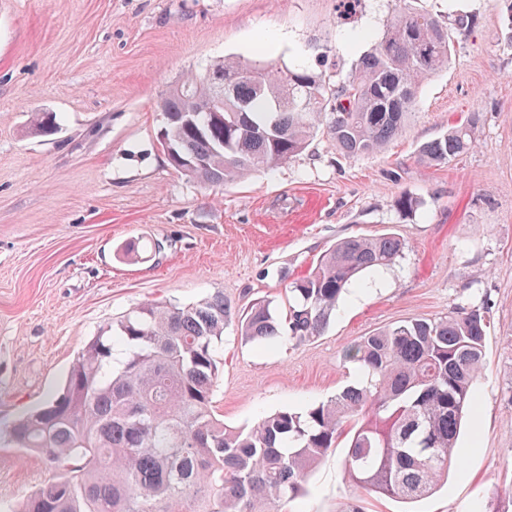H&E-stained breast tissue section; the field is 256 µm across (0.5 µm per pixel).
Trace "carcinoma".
Masks as SVG:
<instances>
[{
	"label": "carcinoma",
	"instance_id": "cac0c4a2",
	"mask_svg": "<svg viewBox=\"0 0 512 512\" xmlns=\"http://www.w3.org/2000/svg\"><path fill=\"white\" fill-rule=\"evenodd\" d=\"M452 49L448 24L403 0L342 81L234 58L187 74L184 90L160 104L161 140L191 160L172 166L207 186L285 164L321 129L347 154H375L402 130L422 81ZM477 120L425 144L420 161L440 164L469 151ZM55 129L52 115L30 114V133ZM403 250L391 235L336 243L291 283L283 323L265 299L237 312L221 293L131 311L118 333L89 342L61 393L14 425L19 447L63 470L19 512H281L341 437L355 487L407 502L432 493L448 476L462 419L479 404L485 310L412 319L364 337L346 351L356 384L304 412L229 429L212 411L214 347L231 319L248 341L314 338L348 288Z\"/></svg>",
	"mask_w": 512,
	"mask_h": 512
}]
</instances>
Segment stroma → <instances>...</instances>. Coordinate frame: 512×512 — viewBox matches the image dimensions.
Masks as SVG:
<instances>
[{
    "instance_id": "1",
    "label": "stroma",
    "mask_w": 512,
    "mask_h": 512,
    "mask_svg": "<svg viewBox=\"0 0 512 512\" xmlns=\"http://www.w3.org/2000/svg\"><path fill=\"white\" fill-rule=\"evenodd\" d=\"M420 5L474 26L382 152L347 154L320 133L274 171L203 186L159 144L172 86L227 57L345 78L399 0H0V512L56 474L12 442L13 422L61 390L103 328L219 292L236 309L270 300L282 318L289 282L337 241L386 234L404 240L401 258L349 288L320 336L260 345L225 328L214 414L244 428L315 406L355 380L345 353L362 337L484 307L479 406L447 484L410 504L356 488L340 445L282 512H512V15L502 0ZM32 112L57 131L31 134ZM472 114V149L419 161ZM404 194L415 213L397 209Z\"/></svg>"
}]
</instances>
